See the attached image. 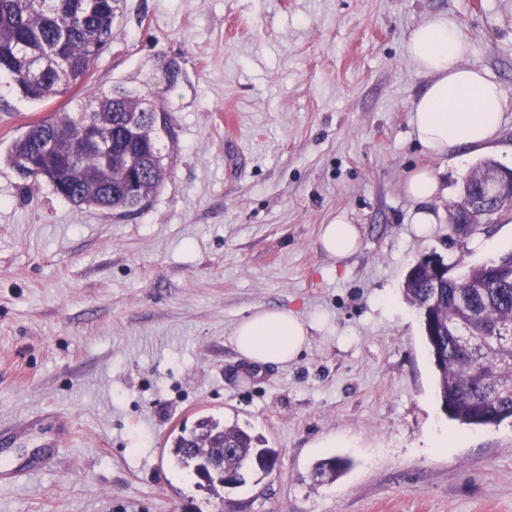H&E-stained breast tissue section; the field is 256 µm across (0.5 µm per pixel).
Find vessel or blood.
Returning <instances> with one entry per match:
<instances>
[{"instance_id": "obj_1", "label": "vessel or blood", "mask_w": 512, "mask_h": 512, "mask_svg": "<svg viewBox=\"0 0 512 512\" xmlns=\"http://www.w3.org/2000/svg\"><path fill=\"white\" fill-rule=\"evenodd\" d=\"M70 432L68 420L55 413L28 416L9 429L0 430V446L5 448L21 444L36 435L43 438L37 453L13 462L0 460V484L17 485L30 474L45 470L61 452L63 440Z\"/></svg>"}]
</instances>
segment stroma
Returning a JSON list of instances; mask_svg holds the SVG:
<instances>
[{
	"label": "stroma",
	"instance_id": "35a3bbf8",
	"mask_svg": "<svg viewBox=\"0 0 512 512\" xmlns=\"http://www.w3.org/2000/svg\"><path fill=\"white\" fill-rule=\"evenodd\" d=\"M442 16L505 99L493 148L462 166L411 135L425 81L408 37ZM118 83L175 130L141 209L80 208L0 164V426L54 412L76 429L51 469L0 487V512H219L168 460L170 435L205 416L277 453L261 483L227 490L233 512H512V421L448 418L403 292L424 255L482 264L478 238L512 252L511 219L465 236L449 222L476 163L512 165V0H121L82 85L37 104L0 78V153ZM423 167L448 189L426 240L402 191ZM340 216L362 233L342 260L318 246ZM259 308L309 324L297 360L240 356L234 328ZM333 457L347 468L317 481Z\"/></svg>",
	"mask_w": 512,
	"mask_h": 512
}]
</instances>
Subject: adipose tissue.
Listing matches in <instances>:
<instances>
[{
	"label": "adipose tissue",
	"instance_id": "1",
	"mask_svg": "<svg viewBox=\"0 0 512 512\" xmlns=\"http://www.w3.org/2000/svg\"><path fill=\"white\" fill-rule=\"evenodd\" d=\"M408 52L425 80L410 117L412 136L424 153L450 156L498 138L504 112L502 90L483 69L467 65L471 48L453 20L443 16L418 25L410 35ZM403 191L419 205L413 215L416 233L430 234L437 217L428 204L445 195L441 180L432 171L418 170L408 176ZM360 240L359 227L339 218L322 226L318 245L329 256L342 259L358 250ZM307 336L303 320L279 309L256 311L240 321L234 332L237 351L263 366L296 360Z\"/></svg>",
	"mask_w": 512,
	"mask_h": 512
}]
</instances>
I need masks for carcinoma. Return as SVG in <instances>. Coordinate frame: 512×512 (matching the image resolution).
Masks as SVG:
<instances>
[{"mask_svg": "<svg viewBox=\"0 0 512 512\" xmlns=\"http://www.w3.org/2000/svg\"><path fill=\"white\" fill-rule=\"evenodd\" d=\"M119 0H0V75L20 95L43 103L85 82L91 67L112 46ZM101 120L99 133L117 150L88 146L89 121ZM174 139L168 110L156 107L137 91L115 85L95 94L93 106L62 110L29 123L9 145L3 162L23 181L47 182L53 191L78 206L131 213L156 193L165 177L163 138ZM64 145L70 157L42 148ZM149 161L138 193L125 190L127 154ZM504 175L491 159L479 162L467 177L453 208L473 200L476 177ZM430 257L413 264L404 294L420 316L424 337L437 370V396L452 420L468 426H496L512 419V253L462 269L434 286ZM169 455L179 469L198 472L213 458L224 457L225 472L243 485L263 479L276 456L258 435L214 417L172 440Z\"/></svg>", "mask_w": 512, "mask_h": 512, "instance_id": "cac0c4a2", "label": "carcinoma"}]
</instances>
